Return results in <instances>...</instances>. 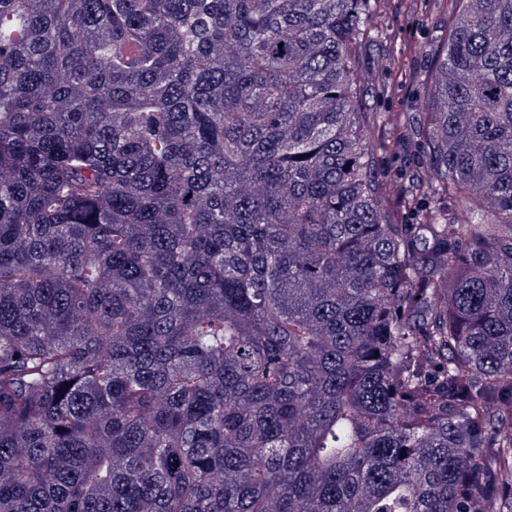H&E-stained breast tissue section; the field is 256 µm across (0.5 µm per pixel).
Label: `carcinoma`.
<instances>
[{"label":"carcinoma","instance_id":"1","mask_svg":"<svg viewBox=\"0 0 512 512\" xmlns=\"http://www.w3.org/2000/svg\"><path fill=\"white\" fill-rule=\"evenodd\" d=\"M450 2L375 122L387 0H0V512H512V0ZM386 80L393 81L399 91L395 98L383 100L376 96L375 87L365 83L362 88V112H366L367 119H371L375 112H417V102L420 98V89L413 80L399 79L394 73L387 74ZM418 161L417 152L413 148H405L398 156L383 158L377 173L380 177H386L392 175L400 167H414Z\"/></svg>","mask_w":512,"mask_h":512}]
</instances>
